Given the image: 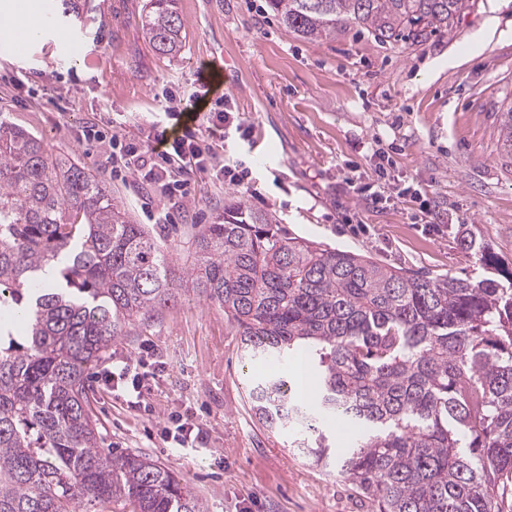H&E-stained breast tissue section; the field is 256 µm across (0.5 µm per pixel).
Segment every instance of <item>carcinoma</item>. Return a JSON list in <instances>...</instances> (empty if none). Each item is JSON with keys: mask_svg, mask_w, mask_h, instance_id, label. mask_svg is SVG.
<instances>
[{"mask_svg": "<svg viewBox=\"0 0 512 512\" xmlns=\"http://www.w3.org/2000/svg\"><path fill=\"white\" fill-rule=\"evenodd\" d=\"M307 38L355 27L385 44L451 33L478 0H269ZM155 53L180 54L177 0H148ZM512 156V104L501 111ZM166 240L132 222L84 163L0 119V512H204L149 456L98 447L86 371L126 324L182 297L224 308L245 357L283 366L256 379L268 430L374 504V512H504L512 495V269L430 278L293 236L241 201L194 238L178 267ZM56 270L59 284L42 286ZM317 364L316 400L288 360ZM355 438L341 449L328 424Z\"/></svg>", "mask_w": 512, "mask_h": 512, "instance_id": "carcinoma-1", "label": "carcinoma"}]
</instances>
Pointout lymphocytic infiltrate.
<instances>
[{"instance_id": "obj_1", "label": "lymphocytic infiltrate", "mask_w": 512, "mask_h": 512, "mask_svg": "<svg viewBox=\"0 0 512 512\" xmlns=\"http://www.w3.org/2000/svg\"><path fill=\"white\" fill-rule=\"evenodd\" d=\"M206 102L195 98L189 109L170 112L172 128L151 126L148 133L129 137L113 134L111 125H93L83 133L87 152L109 144L113 170L131 174L139 183L155 184L163 197L184 199L191 175H205L221 185L244 187L248 170L242 164L226 163L216 149L232 128L235 118L230 109L211 111L206 127L196 121Z\"/></svg>"}]
</instances>
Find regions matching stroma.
<instances>
[{"label": "stroma", "mask_w": 512, "mask_h": 512, "mask_svg": "<svg viewBox=\"0 0 512 512\" xmlns=\"http://www.w3.org/2000/svg\"><path fill=\"white\" fill-rule=\"evenodd\" d=\"M25 2L35 16L59 21L41 27L22 54L0 53V116L93 169L134 223L150 224L160 206L155 191L113 174L104 153L87 155L82 133L108 117L129 134L168 125L164 92L189 106L205 91L201 62L215 58L232 82L222 93L242 122L225 137L224 154L245 162L261 193L254 207L286 231L437 278L489 276L479 246L512 267V158L500 132L501 104L512 100V0H479L452 36L418 47L354 29L304 39L268 0H179L185 44L171 59L158 57L144 35L146 0H93L85 22L60 17L59 0ZM72 37L82 54H65ZM380 162L392 182L418 189L421 202L375 204L354 194L348 180L371 181ZM189 189L187 209H170L162 227L179 266L225 200L243 196L199 175ZM126 362L150 373L137 404L101 380ZM265 369L243 357L223 308L210 302L181 299L158 319L132 321L88 370L99 445L149 455L205 512H371L355 487L291 448V431H269L252 415L250 382ZM180 419L200 429L201 443L166 440Z\"/></svg>", "instance_id": "35a3bbf8"}]
</instances>
